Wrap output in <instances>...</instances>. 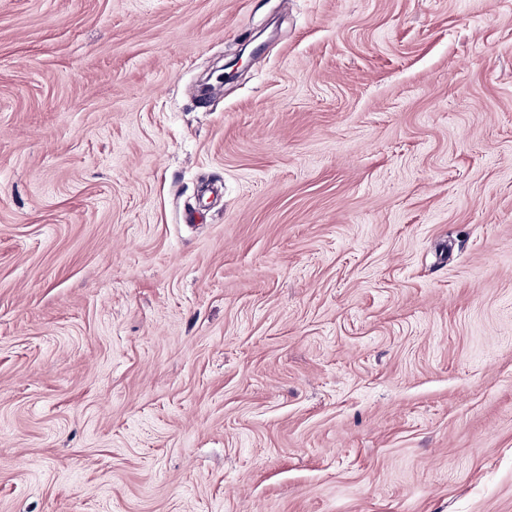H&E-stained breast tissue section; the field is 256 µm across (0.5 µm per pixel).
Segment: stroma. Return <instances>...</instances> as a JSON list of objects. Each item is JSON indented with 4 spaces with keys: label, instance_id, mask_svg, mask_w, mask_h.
<instances>
[{
    "label": "stroma",
    "instance_id": "35a3bbf8",
    "mask_svg": "<svg viewBox=\"0 0 512 512\" xmlns=\"http://www.w3.org/2000/svg\"><path fill=\"white\" fill-rule=\"evenodd\" d=\"M0 512H512V0H0Z\"/></svg>",
    "mask_w": 512,
    "mask_h": 512
}]
</instances>
